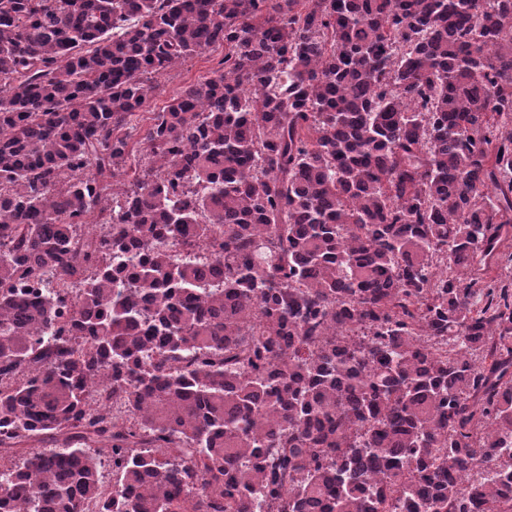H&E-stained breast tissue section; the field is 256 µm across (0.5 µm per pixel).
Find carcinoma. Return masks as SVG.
Returning a JSON list of instances; mask_svg holds the SVG:
<instances>
[{
	"mask_svg": "<svg viewBox=\"0 0 512 512\" xmlns=\"http://www.w3.org/2000/svg\"><path fill=\"white\" fill-rule=\"evenodd\" d=\"M511 248L512 0H0V512H512ZM224 58V46L210 47L198 53L177 66L165 77L154 82L155 88L150 93L149 106L141 111L133 122L138 129L149 124L150 112H161L170 98L180 88L195 83L219 67L218 63Z\"/></svg>",
	"mask_w": 512,
	"mask_h": 512,
	"instance_id": "cac0c4a2",
	"label": "carcinoma"
}]
</instances>
